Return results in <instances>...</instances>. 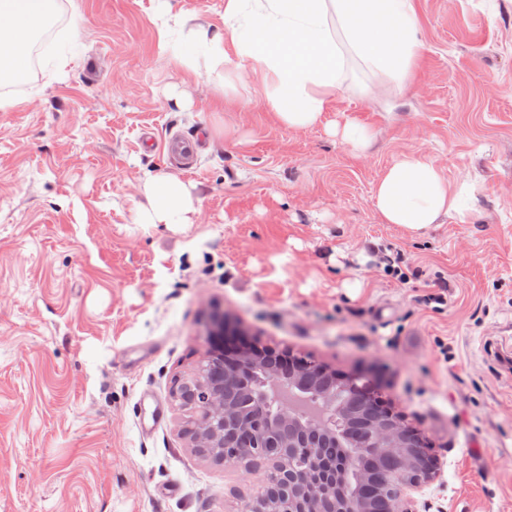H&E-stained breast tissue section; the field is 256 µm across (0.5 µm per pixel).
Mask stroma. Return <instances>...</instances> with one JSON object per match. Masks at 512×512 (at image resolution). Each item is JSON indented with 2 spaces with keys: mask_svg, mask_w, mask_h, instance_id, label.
<instances>
[{
  "mask_svg": "<svg viewBox=\"0 0 512 512\" xmlns=\"http://www.w3.org/2000/svg\"><path fill=\"white\" fill-rule=\"evenodd\" d=\"M58 2L30 81L0 85V512H243L256 479L193 447L172 394L206 364L220 313L245 339L378 381L438 464L412 512H512V0H413L424 49L406 84L351 58L304 131L251 83L218 104L233 49L193 77L204 49L161 50L157 0ZM349 119L375 134L365 152L333 133ZM148 131L203 133L195 168L143 150ZM410 156L463 198L415 238L373 203ZM162 174L195 186L192 223H139ZM382 243L416 280L384 275ZM438 273L444 309L423 300ZM146 392L166 409L149 436Z\"/></svg>",
  "mask_w": 512,
  "mask_h": 512,
  "instance_id": "stroma-1",
  "label": "stroma"
}]
</instances>
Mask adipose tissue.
<instances>
[{
    "label": "adipose tissue",
    "instance_id": "obj_1",
    "mask_svg": "<svg viewBox=\"0 0 512 512\" xmlns=\"http://www.w3.org/2000/svg\"><path fill=\"white\" fill-rule=\"evenodd\" d=\"M56 0H0V81L24 82L26 46L54 15ZM160 37L175 29L219 62L232 47L241 68L225 74L219 92L237 79L261 77L265 101L281 124L305 130L321 122L347 77L355 53L397 83L408 80L422 51L412 0H224V24L213 28L162 5L153 18ZM140 216L146 224H187L195 210L190 187L178 176L150 178ZM381 223L417 235L456 212L458 201L431 163L416 157L391 165L374 190Z\"/></svg>",
    "mask_w": 512,
    "mask_h": 512
}]
</instances>
